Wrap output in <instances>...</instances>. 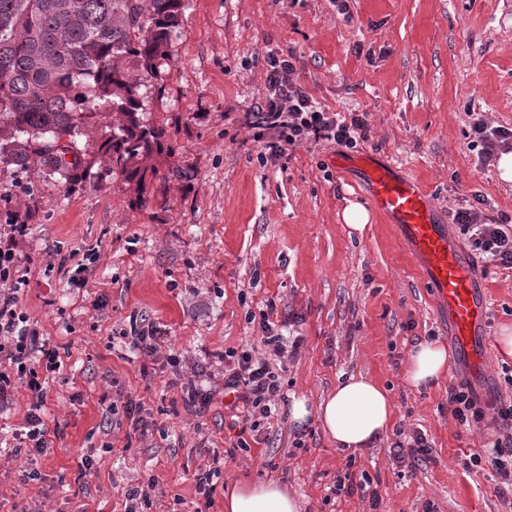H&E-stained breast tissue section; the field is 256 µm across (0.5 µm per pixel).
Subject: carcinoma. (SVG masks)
<instances>
[{"label": "carcinoma", "mask_w": 512, "mask_h": 512, "mask_svg": "<svg viewBox=\"0 0 512 512\" xmlns=\"http://www.w3.org/2000/svg\"><path fill=\"white\" fill-rule=\"evenodd\" d=\"M184 0H0V162L77 178L87 121L98 112L112 173L163 135L145 119L166 91Z\"/></svg>", "instance_id": "1"}]
</instances>
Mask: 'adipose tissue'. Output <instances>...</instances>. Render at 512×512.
<instances>
[{
    "label": "adipose tissue",
    "instance_id": "adipose-tissue-1",
    "mask_svg": "<svg viewBox=\"0 0 512 512\" xmlns=\"http://www.w3.org/2000/svg\"><path fill=\"white\" fill-rule=\"evenodd\" d=\"M451 361L447 349L437 341L415 344L404 370L406 382L419 390L431 389L449 377ZM292 423L316 420L338 449L357 452L368 447L391 427L393 403L381 384L362 374H351L318 404L305 396L293 398ZM224 512H297L294 497L276 483H253L235 487L224 496Z\"/></svg>",
    "mask_w": 512,
    "mask_h": 512
}]
</instances>
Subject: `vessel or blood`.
Segmentation results:
<instances>
[{"label": "vessel or blood", "mask_w": 512, "mask_h": 512, "mask_svg": "<svg viewBox=\"0 0 512 512\" xmlns=\"http://www.w3.org/2000/svg\"><path fill=\"white\" fill-rule=\"evenodd\" d=\"M338 166L360 171L373 205L397 225L401 241L424 269L473 374L484 375L487 301L478 292L457 241L439 224L422 185L369 153L341 158Z\"/></svg>", "instance_id": "obj_1"}]
</instances>
